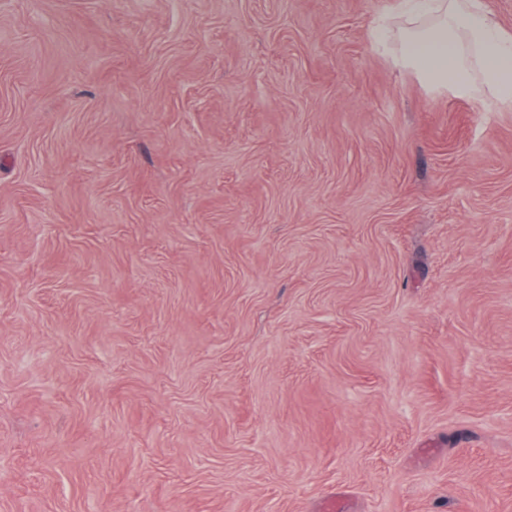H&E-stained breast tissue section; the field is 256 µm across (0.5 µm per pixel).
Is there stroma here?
<instances>
[{
    "instance_id": "stroma-1",
    "label": "stroma",
    "mask_w": 512,
    "mask_h": 512,
    "mask_svg": "<svg viewBox=\"0 0 512 512\" xmlns=\"http://www.w3.org/2000/svg\"><path fill=\"white\" fill-rule=\"evenodd\" d=\"M393 0H0V512H512V110Z\"/></svg>"
}]
</instances>
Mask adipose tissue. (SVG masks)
Segmentation results:
<instances>
[{"label":"adipose tissue","mask_w":512,"mask_h":512,"mask_svg":"<svg viewBox=\"0 0 512 512\" xmlns=\"http://www.w3.org/2000/svg\"><path fill=\"white\" fill-rule=\"evenodd\" d=\"M372 30L395 40L400 64L436 91L488 96L512 109V35L481 0H395Z\"/></svg>","instance_id":"ef3b65f1"}]
</instances>
